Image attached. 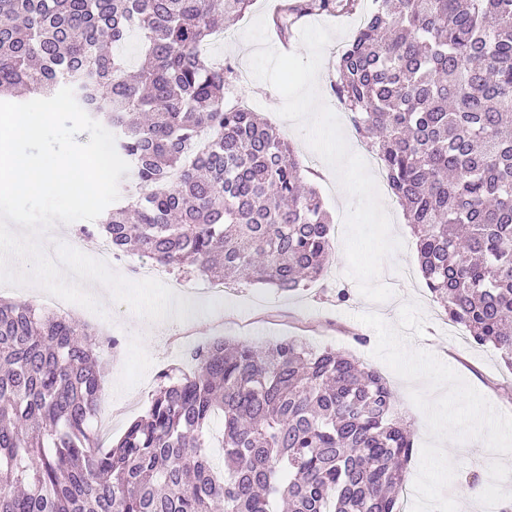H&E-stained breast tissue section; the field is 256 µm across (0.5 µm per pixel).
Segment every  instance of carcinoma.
I'll use <instances>...</instances> for the list:
<instances>
[{"mask_svg": "<svg viewBox=\"0 0 512 512\" xmlns=\"http://www.w3.org/2000/svg\"><path fill=\"white\" fill-rule=\"evenodd\" d=\"M252 2L0 0V97L68 86L112 129L139 188L98 225L114 249L295 292L326 276L332 221L289 144L225 103L234 68L203 53ZM358 5L293 0L272 22L286 39ZM132 31L131 75L116 46ZM333 89L405 207L432 297L512 367V0H372ZM100 347L71 317L0 300V512H398L411 430L353 357L215 338L105 448Z\"/></svg>", "mask_w": 512, "mask_h": 512, "instance_id": "1", "label": "carcinoma"}]
</instances>
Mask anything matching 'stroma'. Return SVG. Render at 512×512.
I'll use <instances>...</instances> for the list:
<instances>
[{"instance_id": "1", "label": "stroma", "mask_w": 512, "mask_h": 512, "mask_svg": "<svg viewBox=\"0 0 512 512\" xmlns=\"http://www.w3.org/2000/svg\"><path fill=\"white\" fill-rule=\"evenodd\" d=\"M253 46L238 45L234 36L224 42L212 43L210 57L231 64L237 79L232 92L240 100L251 103L254 110L294 148L308 177L323 198L325 207L336 225H343L352 204L340 186L335 171L324 161L312 160V151L305 137L293 123L278 115L281 95L269 83L249 76ZM391 217V233L402 240L404 247L384 262L380 280L393 288L395 295L383 303L362 297L356 283L347 277L343 233H335V250L325 279L294 293L277 288L242 282L224 289L218 303L208 295L199 294L186 300L189 328L204 340L226 337L244 343H262L295 339L320 347H330L352 354L364 366L377 370L387 381L394 395L399 415L413 434V452L407 464L408 474L419 471L421 449L428 438L426 419L410 399V383L398 377L385 363L373 357L377 342L375 331L359 322L358 314L374 312L387 323L397 324L403 303L420 306L424 325L422 336L411 338L409 345L433 353L469 384L480 391L499 411L512 414V402L501 399L497 383L512 381V369L502 361L495 348L467 341L462 329L448 322L428 291L420 272L416 242L400 203L387 188H380ZM345 290L348 299L338 303L336 293ZM110 321L125 342L127 359L122 363L103 360L106 406L123 405V412L113 415L109 442H117L130 422L146 411L159 373L167 368L183 366L179 353L170 348V329L151 328L132 320L129 309L116 302L105 305ZM454 463L457 473L447 490L448 496L462 499L471 495L475 512H487L484 500L487 490H496L498 497L512 494V485L503 486L501 474L511 469L503 457L491 453L481 441L456 444Z\"/></svg>"}]
</instances>
